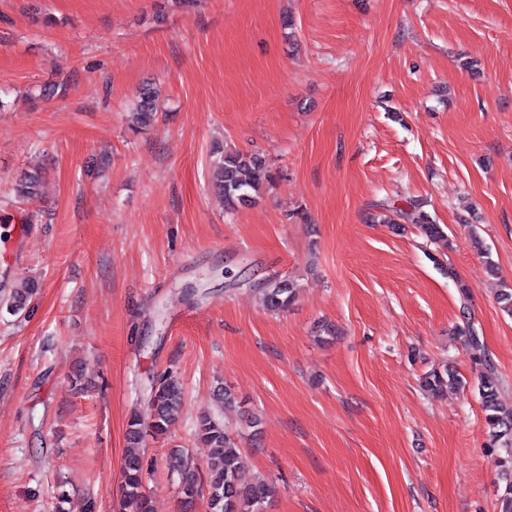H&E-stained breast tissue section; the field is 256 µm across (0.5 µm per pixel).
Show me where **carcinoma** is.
Returning <instances> with one entry per match:
<instances>
[{"label":"carcinoma","mask_w":512,"mask_h":512,"mask_svg":"<svg viewBox=\"0 0 512 512\" xmlns=\"http://www.w3.org/2000/svg\"><path fill=\"white\" fill-rule=\"evenodd\" d=\"M160 90L152 83L144 85L138 94L133 113L134 129L143 130L157 120ZM216 154L211 176V188L224 203L227 210L246 205L256 200L262 188L271 184L273 175L262 157L226 149L218 144L213 146ZM43 163L34 162L23 176L16 181L13 195L19 201L37 197L42 181ZM377 209L393 212L395 217L379 215L373 220L394 224L398 221L414 225L422 238L435 244L451 246L448 235L441 225L423 209L417 200L407 201V207L398 208L384 202ZM264 307L274 313L289 309L297 300L299 288L289 279L268 278L255 286ZM38 291V282L28 279L10 289L7 298L0 300V309L10 315L26 311L30 299ZM465 349L474 362L482 367L477 386L478 395L489 429L491 448H501L505 455L495 458L496 466L505 481L503 492L497 498L499 512H512V409L503 410L501 401L503 386L495 368L486 353L474 324L467 316L455 326ZM457 379L452 369L442 374L433 371L423 378V386L432 393H439ZM183 407V389L171 370L164 371L152 379L147 396V414L138 411L130 414L126 427V441L133 451L124 458L122 466L123 499L120 512H154L152 500L143 485L144 456L137 451L147 433L167 434ZM196 437L210 448V463L207 474L210 512H262V506L272 492V486L262 482H247L242 478L239 450L235 440L224 426V421L211 412L199 416ZM173 469L179 478V491L183 502L190 505L198 496L200 482L196 467L181 451L173 454Z\"/></svg>","instance_id":"cac0c4a2"}]
</instances>
